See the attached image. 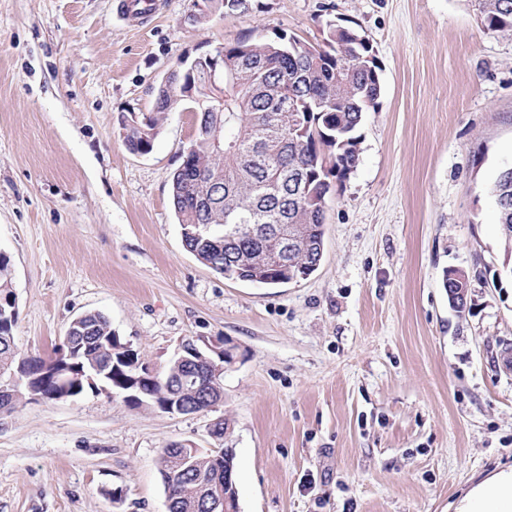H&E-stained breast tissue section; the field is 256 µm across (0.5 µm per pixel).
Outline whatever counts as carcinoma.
<instances>
[{"instance_id": "cac0c4a2", "label": "carcinoma", "mask_w": 512, "mask_h": 512, "mask_svg": "<svg viewBox=\"0 0 512 512\" xmlns=\"http://www.w3.org/2000/svg\"><path fill=\"white\" fill-rule=\"evenodd\" d=\"M489 33L512 35V0H473ZM209 11L248 10V0H206ZM221 66L203 59L189 70L169 74L155 99L154 115L124 125V142L134 153L149 152L163 114L194 92L195 108L209 113L198 127L172 179V206L184 247L199 262L227 279L253 280L276 288L317 270L323 254L329 174L346 177L358 161L359 130L365 113L382 94L380 66L367 36L350 26L327 24L321 44L294 35L239 36L221 45ZM332 167L325 168V157ZM491 190L509 204L497 209L506 254L512 255V176L496 177ZM300 239L285 263L279 235L292 226ZM13 294L10 260L0 254V370L35 376L44 401L63 391L73 397L92 388L63 382L65 366L106 367L107 386L118 391L137 369L140 354L108 345L115 331L100 312H86L69 328L71 349L49 360L21 353L14 342L17 317L1 299ZM194 380L181 389L185 378ZM224 374L174 356L157 377L143 384V399L127 406L167 410L174 397L199 409L224 397ZM235 456L219 448L184 461L176 444L161 449L158 465L168 512H185L219 469Z\"/></svg>"}]
</instances>
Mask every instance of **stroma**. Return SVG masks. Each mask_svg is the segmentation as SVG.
<instances>
[{"label": "stroma", "instance_id": "stroma-1", "mask_svg": "<svg viewBox=\"0 0 512 512\" xmlns=\"http://www.w3.org/2000/svg\"><path fill=\"white\" fill-rule=\"evenodd\" d=\"M116 5L0 0L16 346L54 356L100 311L153 370L197 336L235 361L200 413L91 390L0 413V512H167L158 456L175 441L234 448L241 512H453L512 465V285L493 279L490 194L512 161V37L485 32L471 0H249L198 26L193 0H161L146 22ZM332 21L369 38L383 93L356 168L331 182L320 265L274 289L226 279L184 249L171 207L192 113H166L145 154L123 126L181 58L243 33L317 44ZM450 267L470 276L462 314Z\"/></svg>", "mask_w": 512, "mask_h": 512}]
</instances>
